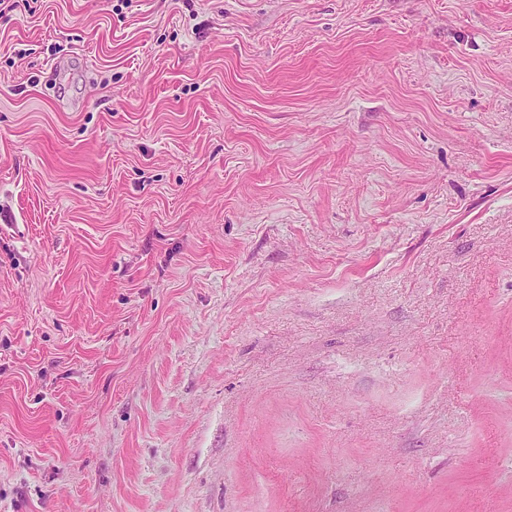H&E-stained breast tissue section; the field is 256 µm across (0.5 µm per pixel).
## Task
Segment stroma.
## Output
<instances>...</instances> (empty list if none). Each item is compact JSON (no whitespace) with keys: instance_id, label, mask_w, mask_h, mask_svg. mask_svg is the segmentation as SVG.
Wrapping results in <instances>:
<instances>
[{"instance_id":"obj_1","label":"stroma","mask_w":512,"mask_h":512,"mask_svg":"<svg viewBox=\"0 0 512 512\" xmlns=\"http://www.w3.org/2000/svg\"><path fill=\"white\" fill-rule=\"evenodd\" d=\"M0 512H512V0L1 17Z\"/></svg>"}]
</instances>
